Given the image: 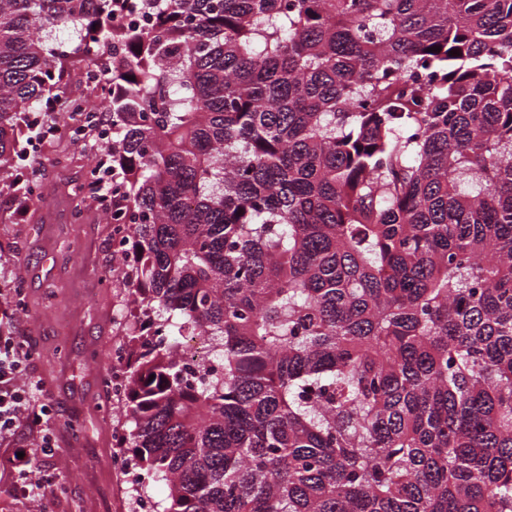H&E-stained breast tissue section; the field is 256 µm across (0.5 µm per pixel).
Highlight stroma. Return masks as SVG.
Instances as JSON below:
<instances>
[{"label":"stroma","instance_id":"1","mask_svg":"<svg viewBox=\"0 0 512 512\" xmlns=\"http://www.w3.org/2000/svg\"><path fill=\"white\" fill-rule=\"evenodd\" d=\"M39 164L48 195L0 224V311L13 335L34 347L26 373L54 428L55 454L32 467L59 483L41 505L46 512H139L141 499L163 500L166 488L155 483L136 494L132 477L112 465L126 424L103 379L113 350L131 348L130 291L122 280L101 279L112 263V227L91 199L81 221L71 216L87 151L60 133L43 143Z\"/></svg>","mask_w":512,"mask_h":512}]
</instances>
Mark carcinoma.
<instances>
[{
	"label": "carcinoma",
	"mask_w": 512,
	"mask_h": 512,
	"mask_svg": "<svg viewBox=\"0 0 512 512\" xmlns=\"http://www.w3.org/2000/svg\"><path fill=\"white\" fill-rule=\"evenodd\" d=\"M82 62L160 512H512V0H0L1 224Z\"/></svg>",
	"instance_id": "1"
}]
</instances>
